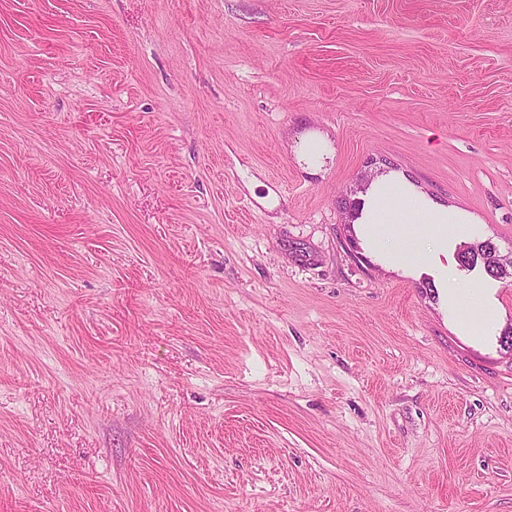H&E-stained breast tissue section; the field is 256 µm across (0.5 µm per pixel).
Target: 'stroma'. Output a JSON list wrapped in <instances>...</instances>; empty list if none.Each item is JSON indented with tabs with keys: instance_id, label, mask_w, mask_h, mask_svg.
<instances>
[{
	"instance_id": "obj_1",
	"label": "stroma",
	"mask_w": 512,
	"mask_h": 512,
	"mask_svg": "<svg viewBox=\"0 0 512 512\" xmlns=\"http://www.w3.org/2000/svg\"><path fill=\"white\" fill-rule=\"evenodd\" d=\"M391 171L447 269L362 245ZM485 240L512 0H0V512H512ZM360 200L362 205L354 224L361 226L362 237L372 248L393 264H441L442 256L448 261V239L462 235L465 225L474 220L464 211L441 206L418 194L411 185L387 175L372 182L368 193ZM408 224L429 225L428 243L418 247L405 245L403 239L408 231L405 226H412ZM387 226L399 227L401 245L393 242L390 237L393 227ZM448 296L454 303L465 302L468 312L474 317L476 331L481 333V325L495 320L490 305L482 299L481 289L470 285L468 288H449Z\"/></svg>"
}]
</instances>
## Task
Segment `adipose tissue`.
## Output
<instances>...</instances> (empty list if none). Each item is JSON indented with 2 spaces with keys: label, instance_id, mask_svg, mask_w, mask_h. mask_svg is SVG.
Segmentation results:
<instances>
[{
  "label": "adipose tissue",
  "instance_id": "ef3b65f1",
  "mask_svg": "<svg viewBox=\"0 0 512 512\" xmlns=\"http://www.w3.org/2000/svg\"><path fill=\"white\" fill-rule=\"evenodd\" d=\"M361 201L356 222L363 238L393 263L440 262L449 239L472 221L464 211L441 206L386 175L372 182Z\"/></svg>",
  "mask_w": 512,
  "mask_h": 512
}]
</instances>
